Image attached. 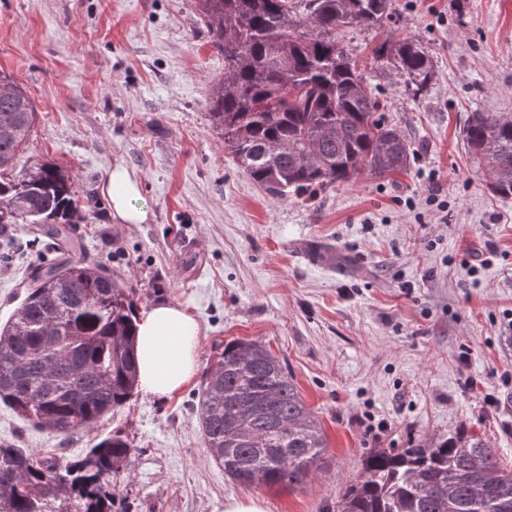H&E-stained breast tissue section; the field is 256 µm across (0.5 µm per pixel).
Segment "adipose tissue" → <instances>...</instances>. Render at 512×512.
Masks as SVG:
<instances>
[{"instance_id": "1", "label": "adipose tissue", "mask_w": 512, "mask_h": 512, "mask_svg": "<svg viewBox=\"0 0 512 512\" xmlns=\"http://www.w3.org/2000/svg\"><path fill=\"white\" fill-rule=\"evenodd\" d=\"M106 193L112 203V216L120 223L147 221V210L131 204L139 188L126 169L113 168ZM199 342L198 325L182 307L160 302L145 311L137 326L138 388L155 397H166L187 384L197 370Z\"/></svg>"}]
</instances>
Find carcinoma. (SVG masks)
<instances>
[{
  "label": "carcinoma",
  "instance_id": "cac0c4a2",
  "mask_svg": "<svg viewBox=\"0 0 512 512\" xmlns=\"http://www.w3.org/2000/svg\"><path fill=\"white\" fill-rule=\"evenodd\" d=\"M211 43L224 54L212 124L238 168L268 192L312 196L361 170L391 176L410 164V144L377 115L378 98L336 41V30L373 27L392 0H196ZM418 95L431 59L414 41L374 50ZM25 88L0 70V236L42 225L57 256L32 271L22 302L0 325V402L33 427L61 436L95 426L137 388L136 289L75 254L85 207L71 173L37 164L11 175L34 128ZM473 158L494 164L491 190L512 196V119L468 113ZM199 423L207 451L239 485H301L323 465L326 440L285 366L257 340H231L204 371ZM132 448L105 437L59 462L0 439V512H116L110 478ZM337 512H512V469L489 441L460 427L400 452L380 448Z\"/></svg>",
  "mask_w": 512,
  "mask_h": 512
}]
</instances>
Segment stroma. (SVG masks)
I'll use <instances>...</instances> for the list:
<instances>
[{
  "instance_id": "stroma-1",
  "label": "stroma",
  "mask_w": 512,
  "mask_h": 512,
  "mask_svg": "<svg viewBox=\"0 0 512 512\" xmlns=\"http://www.w3.org/2000/svg\"><path fill=\"white\" fill-rule=\"evenodd\" d=\"M405 37L433 61L424 95L387 62L367 78L413 149L409 170L280 197L237 167L211 124L224 56L194 0H0V70L38 110L16 173L49 163L72 174L94 202L72 227L82 256L136 288L138 311L185 307L199 368L227 341L265 343L327 448L303 485L234 484L204 446L196 378L166 398L135 391L70 437L0 403V437L67 462L121 435L132 454L112 478L118 512H224L232 495L267 512H336L372 449L461 426L512 468V196L492 192L462 134L474 109L512 115V0H394L381 26L337 33L360 59ZM116 166L139 182L147 223L112 218ZM0 251L2 324L55 251L26 223Z\"/></svg>"
}]
</instances>
